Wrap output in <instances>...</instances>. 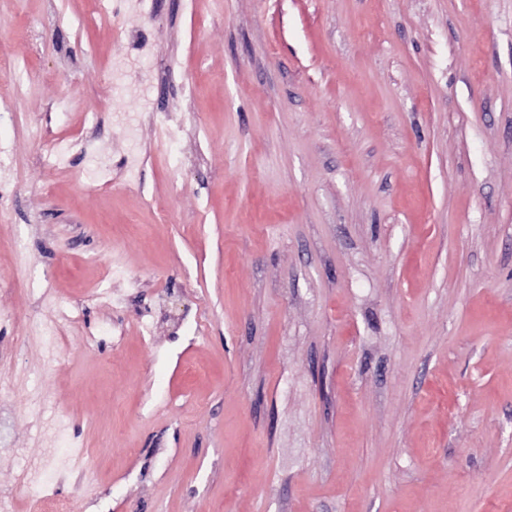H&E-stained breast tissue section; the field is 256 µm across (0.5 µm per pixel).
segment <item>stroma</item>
Masks as SVG:
<instances>
[{
	"label": "stroma",
	"mask_w": 512,
	"mask_h": 512,
	"mask_svg": "<svg viewBox=\"0 0 512 512\" xmlns=\"http://www.w3.org/2000/svg\"><path fill=\"white\" fill-rule=\"evenodd\" d=\"M0 57L18 512H512V0H0Z\"/></svg>",
	"instance_id": "35a3bbf8"
}]
</instances>
